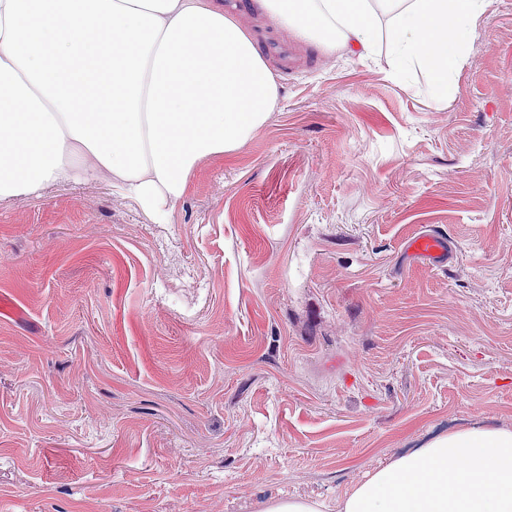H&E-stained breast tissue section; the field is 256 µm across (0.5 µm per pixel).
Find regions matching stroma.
Instances as JSON below:
<instances>
[{"instance_id":"35a3bbf8","label":"stroma","mask_w":512,"mask_h":512,"mask_svg":"<svg viewBox=\"0 0 512 512\" xmlns=\"http://www.w3.org/2000/svg\"><path fill=\"white\" fill-rule=\"evenodd\" d=\"M288 49L166 223L103 176L0 201V512L332 504L512 429V0L444 96L383 42ZM437 226L446 268L405 249Z\"/></svg>"}]
</instances>
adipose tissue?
<instances>
[{
  "label": "adipose tissue",
  "mask_w": 512,
  "mask_h": 512,
  "mask_svg": "<svg viewBox=\"0 0 512 512\" xmlns=\"http://www.w3.org/2000/svg\"><path fill=\"white\" fill-rule=\"evenodd\" d=\"M326 53L448 91L489 0H253ZM278 101L252 35L217 0H0V200L106 176L147 214L197 163L236 153ZM336 512H512V429L440 436L370 472Z\"/></svg>",
  "instance_id": "1"
}]
</instances>
